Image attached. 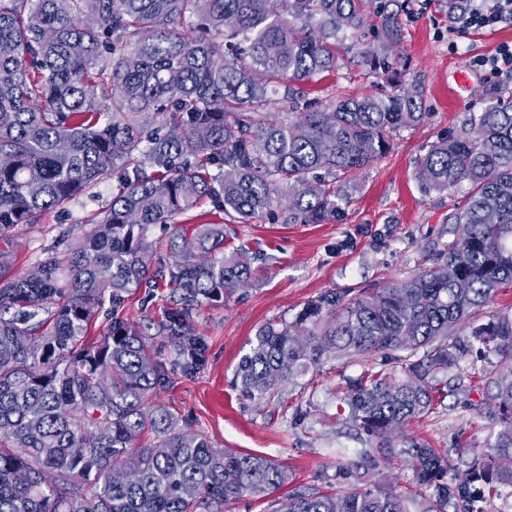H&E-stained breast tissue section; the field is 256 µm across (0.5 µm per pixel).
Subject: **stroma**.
<instances>
[{
	"mask_svg": "<svg viewBox=\"0 0 512 512\" xmlns=\"http://www.w3.org/2000/svg\"><path fill=\"white\" fill-rule=\"evenodd\" d=\"M397 10V46L385 48L374 38L379 20L368 15L358 52L345 54L333 75L306 88L309 97L326 105L389 89L384 74L369 72L361 63L358 53L367 50L388 56L399 83L419 93L426 114L421 124L397 134L384 158L350 176L342 220L301 224L282 206L275 219L240 224L209 203L179 219L187 234L200 224L229 226L226 246H245L252 279L229 298L196 299L187 331L201 337L204 363L188 375L171 371L157 399L185 429L208 435L216 446L273 459L288 471L294 488L324 489L335 482L337 463L353 460L367 448L364 436L339 409V386L373 362L325 361L317 372L283 386L273 400L256 404L233 385L241 356L262 325L294 320L320 294L336 291L353 297L430 265L448 240L449 217L461 206L463 194L423 191L418 162L433 142L460 134L467 114L480 111L489 96L500 91L512 95V78H495L472 65L474 57L512 44V23L452 37L448 0H399ZM461 72L470 79L464 88L457 83ZM114 187V180L105 178L65 209L47 213L37 227L0 237V249L15 252L13 274L32 272L45 252L65 251L82 237L91 219L111 202ZM182 306V290L160 279L155 287L132 290L118 310L104 308L91 337L99 339L116 317L158 327ZM509 377L512 366L494 355L449 369L447 395L437 397L432 412L407 428V437L447 450L452 466L466 468L487 455L495 440L500 429L496 383Z\"/></svg>",
	"mask_w": 512,
	"mask_h": 512,
	"instance_id": "35a3bbf8",
	"label": "stroma"
}]
</instances>
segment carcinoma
Returning <instances> with one entry per match:
<instances>
[{"mask_svg": "<svg viewBox=\"0 0 512 512\" xmlns=\"http://www.w3.org/2000/svg\"><path fill=\"white\" fill-rule=\"evenodd\" d=\"M0 0V236L37 226L110 176L111 203L39 275L13 276L0 250V512H200L265 498L288 484L266 457L219 448L184 431L155 401L169 379L151 338L116 317L92 344L88 329L108 302L168 273L188 292L218 300L244 287V251H224V227L204 224L157 256L152 229L209 201L240 223L275 217L321 224L343 217L341 178L385 155L394 136L425 117L398 84L385 96L347 97L298 112L299 83L341 61L365 26L369 0ZM392 0L376 16L391 43L401 33ZM196 19L210 32L178 29ZM292 112L273 114L271 83ZM422 186L465 190L453 230L432 265L388 288L327 292L291 322L264 324L236 371L250 401L331 357L392 356L403 377L368 369L346 381L344 402L374 444L338 475L404 459L410 489L296 490L267 512H482L484 497L512 489V379L498 382L501 429L488 462L448 477V454L393 434L434 409L438 375L478 343L512 364V316L448 340L505 286L512 287V99L500 94L469 118V131L429 146ZM176 312L158 333L175 342L187 374L204 344ZM72 448H85L77 457ZM113 469L127 473L109 479Z\"/></svg>", "mask_w": 512, "mask_h": 512, "instance_id": "carcinoma-1", "label": "carcinoma"}]
</instances>
